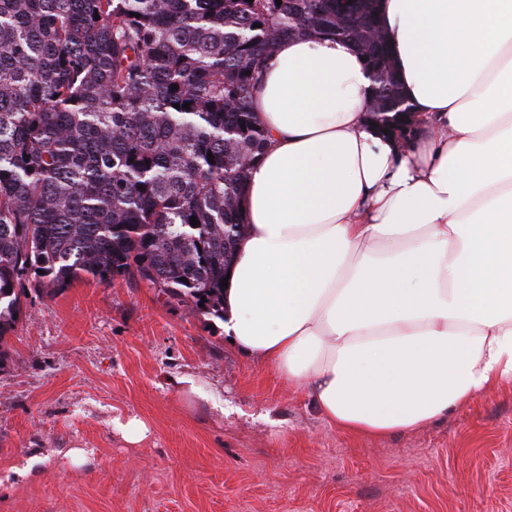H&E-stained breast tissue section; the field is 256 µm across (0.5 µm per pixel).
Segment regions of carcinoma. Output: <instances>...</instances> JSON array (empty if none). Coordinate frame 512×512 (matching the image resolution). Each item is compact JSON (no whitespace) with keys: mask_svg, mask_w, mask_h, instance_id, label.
Returning a JSON list of instances; mask_svg holds the SVG:
<instances>
[{"mask_svg":"<svg viewBox=\"0 0 512 512\" xmlns=\"http://www.w3.org/2000/svg\"><path fill=\"white\" fill-rule=\"evenodd\" d=\"M376 24L375 0H0V346L25 289L78 280L141 281L224 319L267 146L262 62L283 38L367 44L388 122L412 106L388 42L365 39Z\"/></svg>","mask_w":512,"mask_h":512,"instance_id":"cac0c4a2","label":"carcinoma"}]
</instances>
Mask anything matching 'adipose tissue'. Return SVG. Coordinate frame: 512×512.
Segmentation results:
<instances>
[{"instance_id":"1","label":"adipose tissue","mask_w":512,"mask_h":512,"mask_svg":"<svg viewBox=\"0 0 512 512\" xmlns=\"http://www.w3.org/2000/svg\"><path fill=\"white\" fill-rule=\"evenodd\" d=\"M378 22L421 134L371 126L350 43L280 40L223 325L326 422L388 435L512 380V0H379Z\"/></svg>"}]
</instances>
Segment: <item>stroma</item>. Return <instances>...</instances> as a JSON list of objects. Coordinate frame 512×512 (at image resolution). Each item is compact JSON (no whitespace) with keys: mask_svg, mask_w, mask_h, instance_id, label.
Listing matches in <instances>:
<instances>
[{"mask_svg":"<svg viewBox=\"0 0 512 512\" xmlns=\"http://www.w3.org/2000/svg\"><path fill=\"white\" fill-rule=\"evenodd\" d=\"M5 341L0 512H512V382L348 434L219 319L122 279L29 290ZM134 417L138 444L112 426Z\"/></svg>","mask_w":512,"mask_h":512,"instance_id":"stroma-1","label":"stroma"}]
</instances>
